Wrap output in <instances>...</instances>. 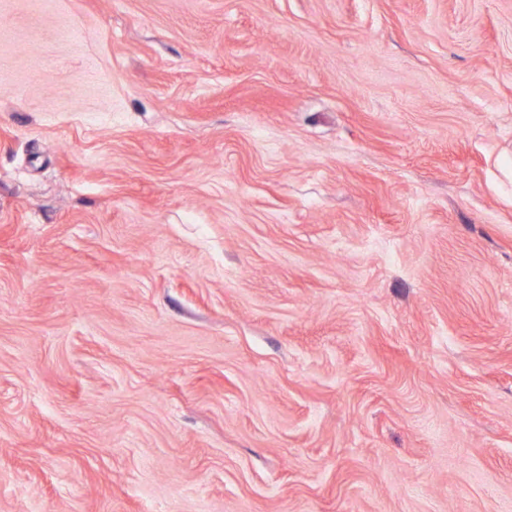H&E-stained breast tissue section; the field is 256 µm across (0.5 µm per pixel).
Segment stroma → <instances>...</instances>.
<instances>
[{"label": "stroma", "instance_id": "obj_1", "mask_svg": "<svg viewBox=\"0 0 512 512\" xmlns=\"http://www.w3.org/2000/svg\"><path fill=\"white\" fill-rule=\"evenodd\" d=\"M0 512H512V0H0Z\"/></svg>", "mask_w": 512, "mask_h": 512}]
</instances>
